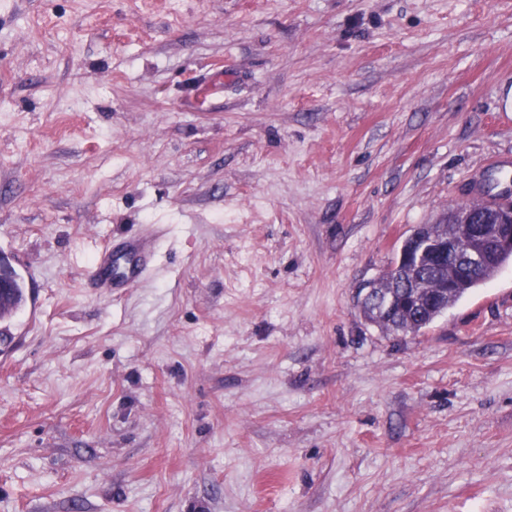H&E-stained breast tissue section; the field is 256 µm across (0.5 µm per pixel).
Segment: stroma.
<instances>
[{
  "label": "stroma",
  "instance_id": "35a3bbf8",
  "mask_svg": "<svg viewBox=\"0 0 512 512\" xmlns=\"http://www.w3.org/2000/svg\"><path fill=\"white\" fill-rule=\"evenodd\" d=\"M500 157L512 0H0V512H512V263L359 306ZM122 255H127L134 260V266L128 273L127 265L123 259H119L116 251H105L95 262L90 280L94 288H127L136 280L142 270L149 264V249L146 240L136 237L127 240L121 248ZM118 263V264H117ZM115 274L112 279L105 276V272L112 267Z\"/></svg>",
  "mask_w": 512,
  "mask_h": 512
}]
</instances>
